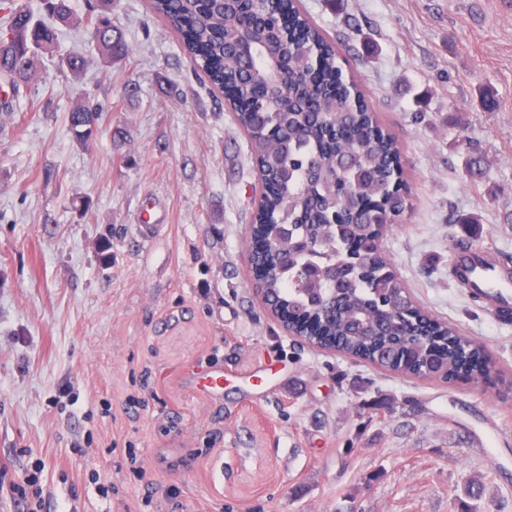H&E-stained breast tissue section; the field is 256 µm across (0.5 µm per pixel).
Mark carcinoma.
Masks as SVG:
<instances>
[{"label": "carcinoma", "mask_w": 512, "mask_h": 512, "mask_svg": "<svg viewBox=\"0 0 512 512\" xmlns=\"http://www.w3.org/2000/svg\"><path fill=\"white\" fill-rule=\"evenodd\" d=\"M113 0H93L86 17L92 51L67 55L78 74L129 54L112 26ZM300 0H149V11L180 35L184 50L219 90L232 85L260 110H238L260 172L279 184L256 217L282 259L258 285L267 307L284 309L311 345H336L343 355L377 368L451 382L483 346L450 322L421 309L381 255L380 238L406 209L395 136L345 77L336 46L310 24ZM46 14L20 6L0 24V75L13 94L35 72L39 56L69 19L68 0H45ZM243 27L245 47L224 42V29ZM100 107L85 101L70 113L73 138L98 133Z\"/></svg>", "instance_id": "1"}]
</instances>
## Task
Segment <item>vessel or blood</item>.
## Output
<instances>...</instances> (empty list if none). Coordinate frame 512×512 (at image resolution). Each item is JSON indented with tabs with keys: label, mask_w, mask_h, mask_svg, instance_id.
Wrapping results in <instances>:
<instances>
[{
	"label": "vessel or blood",
	"mask_w": 512,
	"mask_h": 512,
	"mask_svg": "<svg viewBox=\"0 0 512 512\" xmlns=\"http://www.w3.org/2000/svg\"><path fill=\"white\" fill-rule=\"evenodd\" d=\"M449 279L455 286L468 284L486 312L503 318L512 314V263L497 252L454 248Z\"/></svg>",
	"instance_id": "b4317fda"
}]
</instances>
